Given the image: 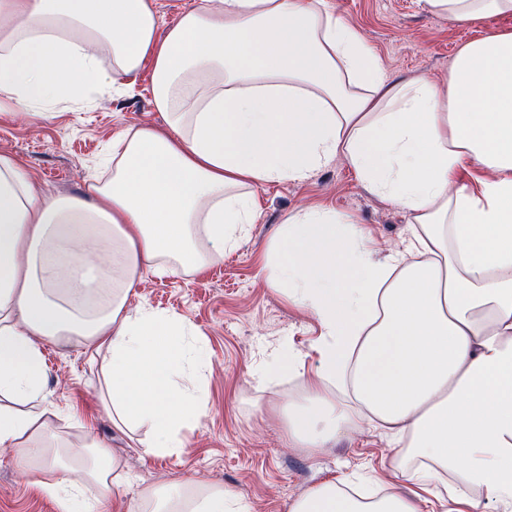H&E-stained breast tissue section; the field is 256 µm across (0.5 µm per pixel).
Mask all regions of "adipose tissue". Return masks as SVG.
<instances>
[{"instance_id": "obj_1", "label": "adipose tissue", "mask_w": 512, "mask_h": 512, "mask_svg": "<svg viewBox=\"0 0 512 512\" xmlns=\"http://www.w3.org/2000/svg\"><path fill=\"white\" fill-rule=\"evenodd\" d=\"M424 4L488 25L444 86L392 80L330 0H192L165 26L155 0H0V98L17 117L133 91L146 68L162 117L113 137L110 177L81 197L50 195L0 153V447L40 458L32 481L61 512H96L118 461L98 442L63 466L35 447L54 414L41 340L105 355L113 425L145 430L146 453L182 452L206 397L180 379L204 347L183 319L131 306L136 284L203 273L247 237L255 188L339 156L408 213L420 259L379 256L331 209L289 216L261 260L320 335L308 355L280 345L251 379L302 377L288 433L315 449L356 428L348 386L390 436L405 488L356 499L325 481L290 512H421L441 472L447 512H512V29L490 24L512 0ZM140 498L149 512H247L221 487Z\"/></svg>"}]
</instances>
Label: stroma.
<instances>
[{
  "label": "stroma",
  "mask_w": 512,
  "mask_h": 512,
  "mask_svg": "<svg viewBox=\"0 0 512 512\" xmlns=\"http://www.w3.org/2000/svg\"><path fill=\"white\" fill-rule=\"evenodd\" d=\"M358 30L392 79L423 77L444 85L458 48L479 38L483 26L459 23L428 11L422 0H332ZM142 71L135 95H103L76 103L44 104V116L21 123L0 102V153L19 157L52 194L80 196L85 180L113 137L131 123L160 122ZM260 215L248 238L196 276L147 275L132 304L176 314L195 329L206 352L207 404L183 432L182 453L155 456L134 436L116 431L99 399L101 365L82 345L45 342L47 399L59 413L44 438L80 447L97 440L118 459L123 485L99 512H143L138 492L203 482L231 490L250 512H289L294 499L325 479L358 474L386 478L394 466L384 430L371 417L346 432L335 447H293L280 413L302 392L299 379L275 377L256 391L251 371L281 344L309 351L319 336L315 317L267 284L260 255L289 215L327 207L370 232L379 253L406 248L412 230L405 211L372 192L353 168L336 158L301 182L257 188ZM29 458L0 447V512H60L58 501L33 484Z\"/></svg>",
  "instance_id": "obj_1"
}]
</instances>
